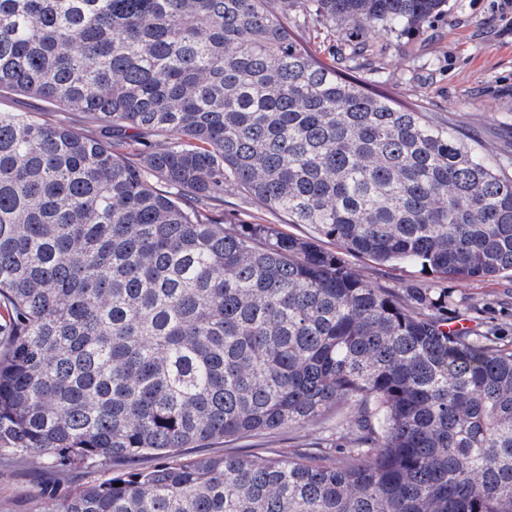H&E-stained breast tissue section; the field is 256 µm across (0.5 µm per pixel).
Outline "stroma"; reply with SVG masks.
I'll return each mask as SVG.
<instances>
[{"instance_id": "stroma-1", "label": "stroma", "mask_w": 512, "mask_h": 512, "mask_svg": "<svg viewBox=\"0 0 512 512\" xmlns=\"http://www.w3.org/2000/svg\"><path fill=\"white\" fill-rule=\"evenodd\" d=\"M296 32L330 66H344L352 51H359L358 76L403 104L452 121L468 142L492 148L499 165L512 173V9L503 0H448L447 12L430 19L418 33L402 38L365 36L346 27L325 36L316 21L293 11ZM0 110L32 112L39 118L98 135L91 115L64 110L41 99L0 93ZM224 221L228 224H268L293 235L307 236L306 224L289 223L278 212L258 206L243 192L224 195ZM347 265L372 284L402 297L413 289L444 296L449 322L498 336L501 346L512 348V276L481 280H448L426 275L412 266H383L349 255ZM338 418L303 427H284L245 437H231L204 448L187 449L188 457L258 456L288 458L303 453L327 434ZM154 457L116 459L100 465L77 467L61 473L50 460L37 456L20 459L0 456V512H48L40 498L42 487L58 491L97 481L130 468L146 469Z\"/></svg>"}]
</instances>
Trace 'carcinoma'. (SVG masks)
<instances>
[{
  "label": "carcinoma",
  "mask_w": 512,
  "mask_h": 512,
  "mask_svg": "<svg viewBox=\"0 0 512 512\" xmlns=\"http://www.w3.org/2000/svg\"><path fill=\"white\" fill-rule=\"evenodd\" d=\"M296 4L402 34L448 0H0V91L101 124L0 111V453L157 459L50 512H512V349L317 243L512 272V175L325 65ZM228 190L315 235L225 226ZM340 406L314 455L181 457ZM0 110L5 112H35L50 123L64 124L86 135H99L97 122L86 112L64 110L41 99L14 94L0 93Z\"/></svg>",
  "instance_id": "1"
}]
</instances>
